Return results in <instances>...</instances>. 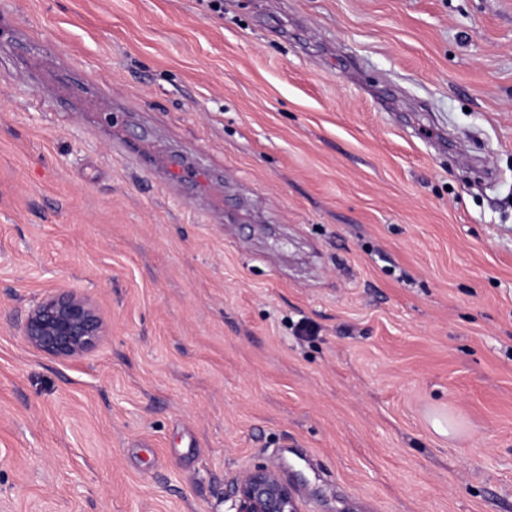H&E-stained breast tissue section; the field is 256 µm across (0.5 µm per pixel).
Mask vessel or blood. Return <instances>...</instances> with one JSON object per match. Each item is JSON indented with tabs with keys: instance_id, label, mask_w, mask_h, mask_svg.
<instances>
[{
	"instance_id": "obj_1",
	"label": "vessel or blood",
	"mask_w": 512,
	"mask_h": 512,
	"mask_svg": "<svg viewBox=\"0 0 512 512\" xmlns=\"http://www.w3.org/2000/svg\"><path fill=\"white\" fill-rule=\"evenodd\" d=\"M0 47L11 50L23 62L25 79L37 88L35 100L47 112H86L98 125L108 129L124 128V107L114 105L100 87L91 85L85 71L57 62L52 42L23 33L15 20L0 15ZM120 150L134 160L142 174L164 177L187 195L205 199L216 178L203 158L187 159L181 155L160 158L143 138H122Z\"/></svg>"
}]
</instances>
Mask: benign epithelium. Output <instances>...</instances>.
Returning <instances> with one entry per match:
<instances>
[{"mask_svg":"<svg viewBox=\"0 0 512 512\" xmlns=\"http://www.w3.org/2000/svg\"><path fill=\"white\" fill-rule=\"evenodd\" d=\"M22 332L36 351L54 359L71 360L96 348L106 335V325L89 298L60 286L28 310ZM229 512L299 510L293 485L277 469L258 467L236 479Z\"/></svg>","mask_w":512,"mask_h":512,"instance_id":"obj_1","label":"benign epithelium"}]
</instances>
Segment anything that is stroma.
<instances>
[{"instance_id":"35a3bbf8","label":"stroma","mask_w":512,"mask_h":512,"mask_svg":"<svg viewBox=\"0 0 512 512\" xmlns=\"http://www.w3.org/2000/svg\"><path fill=\"white\" fill-rule=\"evenodd\" d=\"M224 220L0 57V512H512V0H0ZM90 298L60 361L21 325ZM315 327L300 337L301 321ZM119 148L137 163L142 174L155 178L162 175L169 185L180 188L187 195L207 199L215 221L223 220L224 208L213 203L209 194L210 187L216 182L214 172L201 155L197 154L192 161L182 155L158 158L146 139L126 136L119 142ZM22 332L36 351L71 360L96 348L106 334V325L89 298L60 286L28 310ZM229 512H299L294 487L272 467H258L240 475L233 488Z\"/></svg>"}]
</instances>
